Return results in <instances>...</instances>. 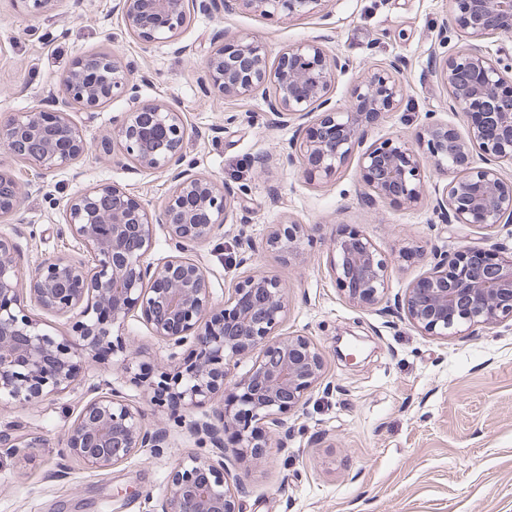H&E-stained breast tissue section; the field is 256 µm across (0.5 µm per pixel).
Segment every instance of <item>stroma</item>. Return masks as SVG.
<instances>
[{"instance_id": "1", "label": "stroma", "mask_w": 512, "mask_h": 512, "mask_svg": "<svg viewBox=\"0 0 512 512\" xmlns=\"http://www.w3.org/2000/svg\"><path fill=\"white\" fill-rule=\"evenodd\" d=\"M112 6L113 0H62L33 17L20 0H0V115L44 106L48 89L60 86L76 57L112 50L131 64L141 101H175L188 125L204 130V137L184 144L196 171L244 189V210L193 254L208 276L213 302L222 305L241 275L239 240L255 241L252 268L287 289L280 333L316 343L334 385L332 394L314 391L303 408L286 414L287 452L269 448L257 466L229 461L230 478L246 485V512H512V319L440 340L393 307L397 294L425 271L431 252L479 245L510 253L512 224L488 232L441 223L433 206L446 180L429 170L421 202L408 205L368 199L354 159L327 178L281 166L273 156L292 129L269 128L261 98L209 93L198 81L219 44L218 32L230 40L257 39L273 58L315 40L352 63L330 88L342 107L349 104L350 86L375 64L404 59L401 105L369 124V141H415L430 114L459 128L465 118L449 111L434 73L436 57L469 45L453 29L447 45L439 43L448 0H325L319 14L300 19L238 5L195 12L175 40L152 44L130 37ZM127 109L124 97L92 111L74 109L90 151L66 170L36 173L0 147V171L35 184L17 214L0 218V236L17 245L24 270L50 255L77 254L61 209L68 198L100 184L126 188L151 209L168 196L165 176L135 168L119 144L107 151L100 145L115 116ZM289 220L319 230L285 254L265 238L270 225ZM339 227L361 230L387 259L382 303L362 306L340 291L329 266V238ZM340 334L362 339L353 362L334 353ZM113 336L119 351L82 364L80 375L89 383L101 375L111 379L143 409L147 424L167 428L168 448L92 471L59 453L83 405V389L35 406L11 405L0 410V433L15 440L41 437L46 445L26 449L21 458L0 447V512H153L178 460L210 452V443L191 434L185 421L207 419L211 405L186 415L144 396L139 378L156 374L164 343L140 319L114 329ZM127 350L137 354L138 375L117 368Z\"/></svg>"}]
</instances>
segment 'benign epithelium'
<instances>
[{
  "label": "benign epithelium",
  "mask_w": 512,
  "mask_h": 512,
  "mask_svg": "<svg viewBox=\"0 0 512 512\" xmlns=\"http://www.w3.org/2000/svg\"><path fill=\"white\" fill-rule=\"evenodd\" d=\"M40 15L59 0H20ZM262 15L313 14L324 0H241ZM458 31L475 41L464 53H448L435 74L448 94V111L466 118L460 131L428 116L419 142L388 138L366 144L363 117L397 110L403 87L401 62L391 60L353 83L350 106L333 102L335 75L351 61L329 56L314 42L282 51L269 64L266 47L239 39L221 43L206 58L202 84L226 96H261L275 127H289L315 116L311 130H300L281 149L287 166L301 164L314 174L335 175L354 155L368 194L408 204L422 192L428 163L448 178L435 208L449 224L493 229L512 223V53L491 54L482 41L512 36V0H449ZM214 0H115L127 33L143 42L169 40L190 11L213 7ZM127 95L131 106L113 120L112 136L125 157L151 173L166 174L173 189L162 209L151 213L124 188L102 184L71 197L65 223L92 263L47 258L25 276L16 247L0 236V408L36 404L81 383L78 360L96 361L114 352L112 331L142 319L165 343L167 362L147 382L151 400L172 399L183 409L215 403L211 418L188 424L212 445V455H192L177 464L154 512H244L245 488L230 482L224 455L262 462L282 415L307 401L324 381V359L306 336L271 339L286 312V289L274 277L249 273L236 282L224 306L212 308L207 275L188 252L223 229L242 207L243 189L218 186L184 165L183 145L190 130L170 102L139 101L129 66L116 52H91L76 59L60 88L49 92L51 108L16 112L0 121V144L45 172L71 167L89 151L83 130L70 116L72 105L98 108ZM481 165H474V158ZM32 182L0 171V210L17 212ZM163 224L174 247L166 260L148 259L153 225ZM294 221L276 224L266 244L290 252L305 235ZM330 269L352 302L372 306L387 290V261L357 231H335L330 238ZM407 319L430 336L448 339L477 326L491 329L512 317V256L466 245L433 256L430 269L397 299ZM34 306L53 316L77 314L70 336H54L34 318ZM191 343L193 354L180 357ZM250 369L228 387L224 381L241 359ZM91 397L70 428L62 456L93 470L126 463L143 448L159 453L167 431L144 424L135 407L110 379L88 386Z\"/></svg>",
  "instance_id": "7a95c632"
}]
</instances>
